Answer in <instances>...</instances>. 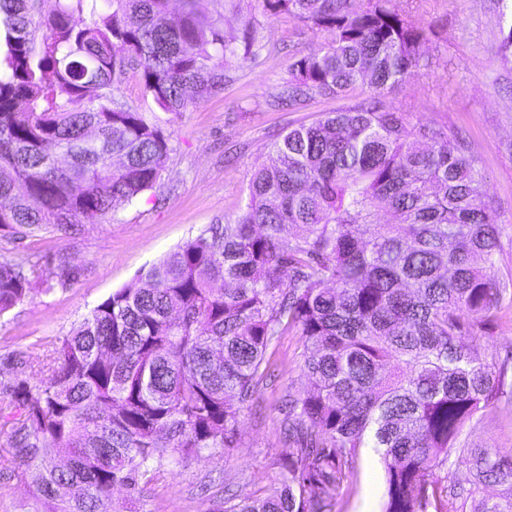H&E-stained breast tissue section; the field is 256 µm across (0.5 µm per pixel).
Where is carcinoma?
Listing matches in <instances>:
<instances>
[{
  "label": "carcinoma",
  "instance_id": "obj_1",
  "mask_svg": "<svg viewBox=\"0 0 512 512\" xmlns=\"http://www.w3.org/2000/svg\"><path fill=\"white\" fill-rule=\"evenodd\" d=\"M0 0V229L72 234L160 180L170 136L115 94L136 64L165 113L224 88V14L180 0ZM330 40L293 58L279 98L382 94L420 68L424 30L388 0H263ZM479 158L443 127L409 126L373 97L279 136L233 218L211 224L113 291L55 346L38 386L14 377L0 434L35 475L45 512H99L149 473L228 447L294 329L310 388L282 408L295 456L269 493L212 512H331L351 451L385 468L382 512H426L427 486L462 427L500 389L462 341L464 321L512 301L496 274L504 222ZM391 221L381 224L378 217ZM294 232H288V229ZM68 276L0 253V316L33 280ZM67 449L68 462L55 450ZM476 484L503 487L512 460L464 448Z\"/></svg>",
  "mask_w": 512,
  "mask_h": 512
}]
</instances>
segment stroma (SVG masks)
Listing matches in <instances>:
<instances>
[{"mask_svg":"<svg viewBox=\"0 0 512 512\" xmlns=\"http://www.w3.org/2000/svg\"><path fill=\"white\" fill-rule=\"evenodd\" d=\"M403 18L421 26L425 41L415 76L381 95L409 124L427 123L462 136L478 156L489 196L508 224L500 237L497 271L512 273V64L497 55L500 30L512 25V0H390ZM199 10L224 13V38L236 50L220 93L163 125L174 148L156 188L118 208L107 221L87 218L78 234L42 233L21 240L0 235V253L35 254L56 261L67 256L71 276L44 291L34 283L28 297L0 317V366L21 371L30 384L44 376L59 338L105 299L131 283L165 254L209 225L236 214L246 202L251 172L268 161V148L290 126L321 113L371 98L356 86L345 96L313 95L293 109L277 102L294 54L326 39L287 14L264 13L259 0H200ZM252 27L256 54L244 50ZM465 343L506 367L504 393L479 412L478 428L464 427L460 446L437 470L436 496L427 512H481L504 503L502 487L475 485L462 446L479 444L512 452V305L487 321H472ZM303 342L293 331L279 336L268 354L274 373L258 399L244 407L229 448L149 474L141 497L126 512H211L215 502L262 495L277 487L282 463L294 448L281 428L280 400L289 388L305 389ZM15 448L0 447V512H34L32 478L11 476ZM333 512H381L384 465L372 448H358L345 468Z\"/></svg>","mask_w":512,"mask_h":512,"instance_id":"35a3bbf8","label":"stroma"}]
</instances>
